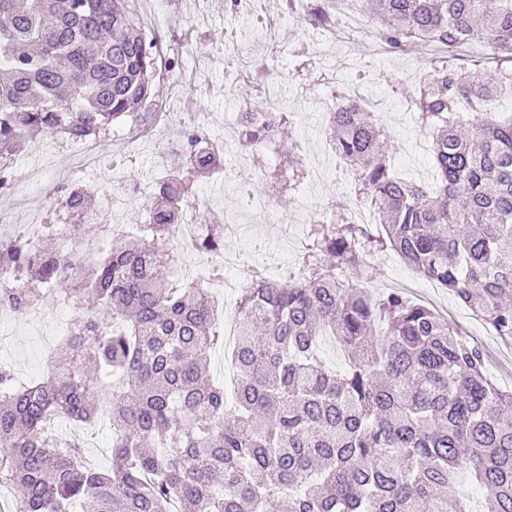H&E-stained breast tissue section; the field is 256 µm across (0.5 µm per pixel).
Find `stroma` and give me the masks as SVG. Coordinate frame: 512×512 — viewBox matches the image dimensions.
I'll use <instances>...</instances> for the list:
<instances>
[{
	"instance_id": "obj_1",
	"label": "stroma",
	"mask_w": 512,
	"mask_h": 512,
	"mask_svg": "<svg viewBox=\"0 0 512 512\" xmlns=\"http://www.w3.org/2000/svg\"><path fill=\"white\" fill-rule=\"evenodd\" d=\"M141 10L150 26L168 35L170 48L187 51L189 61L185 70L192 84L182 87L177 73H170L162 85L166 112L158 125L135 137L99 142V163L85 167L82 179L83 185L93 188L98 200L112 188L102 172L112 161H121L119 176L126 183L147 182L176 167L178 160L171 155L168 145L179 138L191 121H198L213 137L228 139L229 130L217 117L239 108L238 101L225 98L222 93L224 71L231 60L222 48L201 41V34H227L235 47L257 58L268 56L273 43L270 32L254 30L243 15L229 10L225 0H144ZM308 14L306 0L294 5L290 13L295 20L294 41L311 44L317 48V55L307 61L285 52L278 62L280 70L291 74L282 86L283 109L289 118L286 144L294 146L302 163L327 165L326 114L336 95L357 96L371 112L384 115V129L391 134L396 147L399 173L415 180L432 181L431 135L420 130L404 98L405 91L412 87L405 78L406 72L428 71L432 52L421 44L406 54L381 53L376 47V21L365 20L355 33L333 35L308 24ZM84 159L83 143L38 137L32 152L15 159L12 187L0 195V236L13 235L25 224L29 210L37 206L44 210L47 223L63 222L65 216L53 209L49 192L74 167L84 166ZM275 164V154L260 152L257 163L251 167L250 190L265 197L273 211L302 215V223L246 224L245 205L239 201L225 202V184L217 177L199 183L196 195L200 208L214 217L216 223L240 227L239 232L225 233V256L236 258L242 266H265L270 276L278 277L283 271L297 268L307 219L333 216L335 202L341 198L354 199L355 194L352 178L336 170L322 183L304 184L282 194L272 176ZM353 284L372 293L405 289L414 300L447 316L483 348L491 379L503 389H512V348L504 345L489 325L476 320L452 293L434 282L423 281L397 254L368 256L364 272ZM70 319L68 308L52 303L42 306L36 319L0 316V362L9 363L26 381H41L59 353Z\"/></svg>"
}]
</instances>
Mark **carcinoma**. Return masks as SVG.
<instances>
[{"instance_id":"obj_1","label":"carcinoma","mask_w":512,"mask_h":512,"mask_svg":"<svg viewBox=\"0 0 512 512\" xmlns=\"http://www.w3.org/2000/svg\"><path fill=\"white\" fill-rule=\"evenodd\" d=\"M132 0H0V188L38 131L97 141L138 105L160 100L177 66L149 38ZM390 53L417 43H482L512 63V0H360ZM511 69L451 71L433 62L405 93L432 132L434 187L396 174L384 130L354 98L329 112L333 150L378 227L345 204L306 231L298 272L259 273L240 289L234 409L208 374L224 345L207 289L176 284V229L199 210L193 184L224 170V146L200 128L172 147L183 165L157 180L147 223L87 260L60 247L55 226L0 239V311L46 302L72 313L55 370L23 382L0 365V487L9 512H470L467 476L486 512H512V390L486 374L477 343L434 309L393 289L350 284L369 251H393L457 297L512 347ZM287 113L237 126V150L276 143ZM88 189L55 200L88 210ZM193 250L224 255L203 225ZM332 336L348 361L319 355ZM112 429V463L85 462L65 422Z\"/></svg>"}]
</instances>
